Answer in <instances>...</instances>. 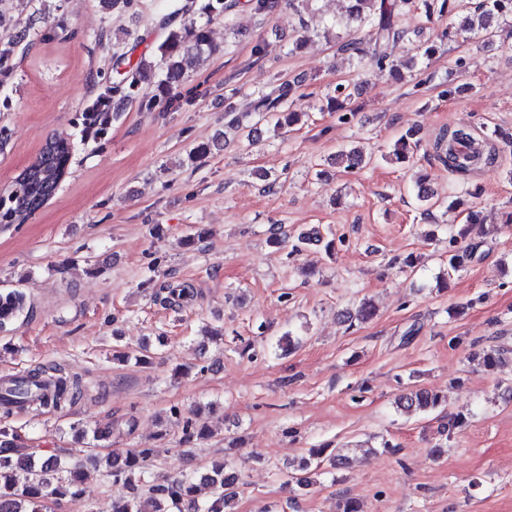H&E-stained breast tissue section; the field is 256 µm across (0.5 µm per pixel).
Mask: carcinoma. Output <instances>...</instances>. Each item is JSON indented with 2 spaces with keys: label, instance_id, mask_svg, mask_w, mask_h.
I'll return each mask as SVG.
<instances>
[{
  "label": "carcinoma",
  "instance_id": "1",
  "mask_svg": "<svg viewBox=\"0 0 512 512\" xmlns=\"http://www.w3.org/2000/svg\"><path fill=\"white\" fill-rule=\"evenodd\" d=\"M10 0H0V27L8 34L0 38V73L10 70L15 56L18 35L11 31L7 17ZM416 7L415 0H352L350 15L363 20L370 28V65L380 71L396 72L399 64L387 53V46L405 36L394 20L395 15ZM478 10L485 24L496 18L512 15V0H480ZM211 50L208 22L191 20L185 32L171 30L158 46V67L164 79L159 82L158 97L148 100L147 106L167 108L174 104V90L179 87L188 63ZM152 77V65L142 59L128 71L129 85L147 81ZM295 85L282 82L269 92L263 93L253 102V111L273 125V131L298 121L296 112H285ZM126 105L123 97L112 99L110 112H84L82 133L87 138L99 139L112 127V119L118 117ZM420 142L411 130L395 141L392 156L398 162L409 159L419 150ZM433 150L445 167L465 174L473 163L485 156L479 151L475 139L465 127L444 129L433 143ZM347 170L360 169L370 163L371 157L361 149H350L338 154ZM492 159V156L485 157ZM69 162V146L66 139L54 137L46 141L36 159L17 177L8 196L0 197V224L23 222L32 216L55 193L66 174ZM474 248L463 253L448 255L447 275L451 276L472 257ZM195 291L187 284H165L153 293L154 301L167 308L179 307L191 301ZM24 308V294L16 289H0V332L7 330ZM481 365L492 372L504 373L512 369V358L507 350H486L480 356ZM43 381L56 384L49 395L39 397L36 407L58 410L72 404L85 391L83 380L60 364L38 365L15 380L8 394L15 398L32 397L29 385ZM443 396L428 390H415L398 398L397 407L407 413L428 412L441 405ZM9 410L0 417V512H50V505L66 497L81 494L82 486L91 473L112 484L117 495L112 497V512H236L238 486L226 482V474L237 473L228 462L212 464L208 472L197 477L182 475L158 481L153 475L155 452L152 448H128L123 452L105 455L103 468L89 471L81 464H73L70 458L41 448H19L18 434L7 424ZM350 449L337 448L326 452L324 448L309 449L300 471L303 476L295 478L299 486L312 484L311 476L324 466L332 469L346 466L350 462ZM210 489L207 498L199 496V483Z\"/></svg>",
  "mask_w": 512,
  "mask_h": 512
}]
</instances>
